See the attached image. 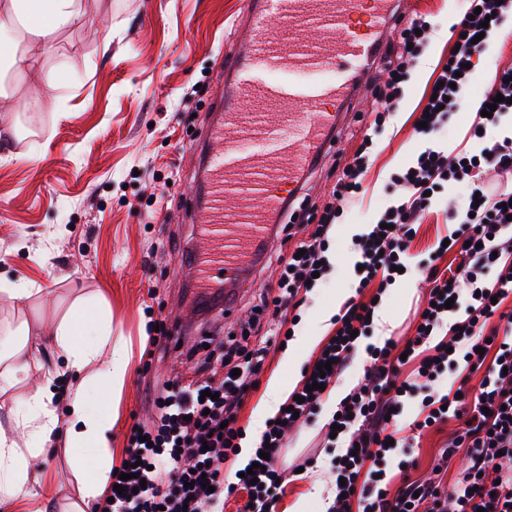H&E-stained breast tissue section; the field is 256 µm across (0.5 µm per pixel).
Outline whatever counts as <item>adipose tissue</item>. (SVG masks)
I'll use <instances>...</instances> for the list:
<instances>
[{"label": "adipose tissue", "instance_id": "ef3b65f1", "mask_svg": "<svg viewBox=\"0 0 512 512\" xmlns=\"http://www.w3.org/2000/svg\"><path fill=\"white\" fill-rule=\"evenodd\" d=\"M83 18L81 0H0V60L19 70H27L26 48L46 46L50 35L79 23ZM54 344L69 369L81 372L93 369L105 374L113 389H121L125 380L129 353L122 341L112 338V325L102 317H92L89 308L73 307L53 331ZM54 393L44 384L37 385L22 400L10 428L0 427V498L8 502L31 503L36 463L45 446L58 433H65L69 452L79 458L90 450L98 451L97 471L80 480L82 497L100 496L108 483L115 462L107 452L106 432L112 427L106 414L93 411L87 398L73 394L68 413H59L53 403ZM26 438V448H19L15 437Z\"/></svg>", "mask_w": 512, "mask_h": 512}]
</instances>
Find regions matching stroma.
<instances>
[{
    "label": "stroma",
    "mask_w": 512,
    "mask_h": 512,
    "mask_svg": "<svg viewBox=\"0 0 512 512\" xmlns=\"http://www.w3.org/2000/svg\"><path fill=\"white\" fill-rule=\"evenodd\" d=\"M88 17L53 35L33 59L47 78L43 92L15 73L5 76L0 98V288L24 284L29 297L0 291V348L17 339L21 322H59L77 297L94 299L111 319L113 336L123 337L131 360L121 391L99 383L98 407L112 419L108 448L125 455L126 433L134 422L150 424L152 397L168 380L193 377L188 352L204 358L210 339L240 334L259 296L275 278L262 263L237 287L228 314L202 308L195 280L174 273L204 244L184 224L177 207L199 182V132L216 120L220 92L217 61L240 41L241 0H85ZM462 0H415L399 21L421 14L433 27L428 46L405 84V96L387 119L371 150L365 192L340 212L329 250L333 270L301 311L296 335L312 345L270 352L259 387L245 400L240 423L263 429L259 409L273 378H302L305 367L335 332L332 318L357 285L351 253L355 230L365 229L397 193L401 173L419 149L413 134L417 108L432 84L437 64L454 43L452 26ZM363 108L354 105L338 128L333 149L309 180L310 198L325 203L338 166L362 143ZM157 213H150L149 202ZM176 237L178 252L158 256L159 241ZM427 298L425 284L402 282L389 288L381 309L386 334L402 339L414 332V315ZM162 323L180 336L174 349L147 351L145 325ZM29 376L0 393V424L31 387L50 382L55 395L77 384L49 337L34 340ZM327 399L318 424L295 432L283 448V473L276 512H324L331 486L328 454L321 451L319 424L334 411ZM316 468L298 472L308 457ZM41 499L52 512H65L77 495V481L65 440L41 458Z\"/></svg>",
    "instance_id": "obj_1"
}]
</instances>
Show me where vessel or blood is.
<instances>
[{
    "mask_svg": "<svg viewBox=\"0 0 512 512\" xmlns=\"http://www.w3.org/2000/svg\"><path fill=\"white\" fill-rule=\"evenodd\" d=\"M397 0H243L247 46L221 61L230 76L207 126L203 196L182 203L185 223L207 248L195 279L219 290L240 282L256 252L270 245V222L298 193L303 174L332 145L341 109L360 93L390 33ZM255 102L259 111L242 106ZM246 198L232 209L227 198Z\"/></svg>",
    "mask_w": 512,
    "mask_h": 512,
    "instance_id": "vessel-or-blood-1",
    "label": "vessel or blood"
}]
</instances>
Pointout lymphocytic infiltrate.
Here are the masks:
<instances>
[{
    "label": "lymphocytic infiltrate",
    "mask_w": 512,
    "mask_h": 512,
    "mask_svg": "<svg viewBox=\"0 0 512 512\" xmlns=\"http://www.w3.org/2000/svg\"><path fill=\"white\" fill-rule=\"evenodd\" d=\"M465 12L452 27L458 52L450 53L435 100L425 103L415 133L422 145L401 173L404 195L382 209L371 229L353 238L360 269L354 297L334 317L333 338L310 362L297 386L291 408H278L255 443L252 477L226 479L224 463L238 456L246 431L239 424L245 398L257 389L265 357L287 345L284 328L290 312L319 288L330 269L331 232L340 210L363 191L369 154H354L315 224L298 243L301 256L277 257L279 277L273 293L262 294L251 329H263L260 347L249 331L225 338L216 357L197 361L204 384L168 381L153 398L150 425L133 424L126 435V457L113 486L94 512H224V496L245 492L244 512H274L278 495L277 458L295 428L312 424L324 402L356 357L366 361L360 385L336 405L339 431L327 439L335 481L326 512H512V67L498 69L482 103H495L491 116H475L471 147L450 144L442 132L465 108L474 81V59L495 38L512 33V0H465ZM432 27L412 18L390 40L379 61L385 81H373V94L384 112L396 110L403 87L431 38ZM449 191L456 204L448 214L453 226L447 242H435L418 260L409 247L416 226L433 207L436 194ZM447 260L440 269L439 260ZM419 275L428 281L429 301L417 313L414 333L405 341L371 343L383 297L396 282ZM373 297H365L366 289ZM331 365L320 373L322 365ZM455 386L439 393L445 376ZM418 403L421 416L411 427L437 429L449 421L458 428L439 450L428 476L415 478L403 436L402 412ZM268 451L261 460L260 451ZM399 457V482L385 476ZM463 458L456 483H448L449 463ZM130 480H121L124 472Z\"/></svg>",
    "instance_id": "lymphocytic-infiltrate-1"
}]
</instances>
